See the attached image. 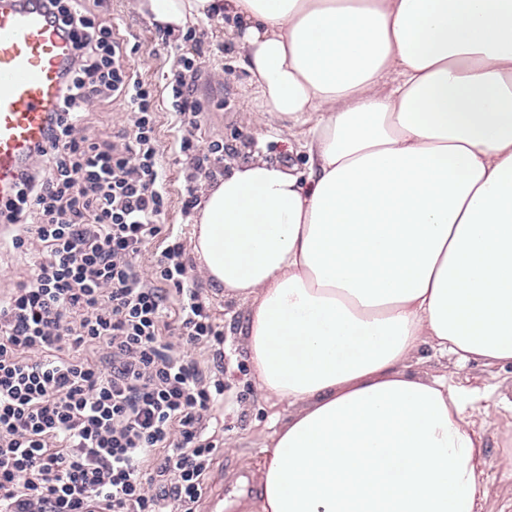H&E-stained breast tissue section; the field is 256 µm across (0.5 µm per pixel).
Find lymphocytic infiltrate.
Returning <instances> with one entry per match:
<instances>
[{"label":"lymphocytic infiltrate","mask_w":512,"mask_h":512,"mask_svg":"<svg viewBox=\"0 0 512 512\" xmlns=\"http://www.w3.org/2000/svg\"><path fill=\"white\" fill-rule=\"evenodd\" d=\"M41 2L75 53L45 144L0 200V236L32 258L0 293V512H195L220 452L207 419L225 400L224 336L162 222L156 96L86 0ZM180 62L170 106L194 127L200 68ZM97 99L127 107L122 144L86 134ZM201 344L212 367L187 355Z\"/></svg>","instance_id":"f902f5d3"}]
</instances>
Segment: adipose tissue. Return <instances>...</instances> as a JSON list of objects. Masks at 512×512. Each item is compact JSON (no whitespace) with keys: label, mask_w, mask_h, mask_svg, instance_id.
<instances>
[{"label":"adipose tissue","mask_w":512,"mask_h":512,"mask_svg":"<svg viewBox=\"0 0 512 512\" xmlns=\"http://www.w3.org/2000/svg\"><path fill=\"white\" fill-rule=\"evenodd\" d=\"M176 34L224 26L261 102L201 181L192 249L246 307L275 412L249 512H483L487 395L422 348L512 363V0H133Z\"/></svg>","instance_id":"adipose-tissue-1"}]
</instances>
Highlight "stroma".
Segmentation results:
<instances>
[{"label":"stroma","instance_id":"35a3bbf8","mask_svg":"<svg viewBox=\"0 0 512 512\" xmlns=\"http://www.w3.org/2000/svg\"><path fill=\"white\" fill-rule=\"evenodd\" d=\"M101 13L111 23L114 33L133 36L137 45L132 54L135 68L140 77L152 85L159 99L157 137L164 152L170 191L164 222L172 226L186 245L184 257L188 268H195V258L188 250L191 217L182 210L183 187L196 185L199 178L222 174L226 168L225 160L221 157L210 160L197 170L191 160L174 154L172 141L176 130L168 103L166 78L179 66L178 52L164 49L162 31L134 10L131 0H104ZM188 33L190 39L185 44L186 49L200 52L201 73L194 97L201 112L199 126L191 132L198 151L207 152L212 143L219 142L240 151L248 149L277 156L289 166L302 164V155L287 151L279 137L264 136L262 131L248 124L247 112L257 111L259 103L253 94L249 74L241 66L239 48L224 41L212 23L191 27ZM88 111L89 130L102 139H111L129 129L127 109L112 101H93ZM199 291L224 333V382L238 397L237 405L214 409L211 415L209 428L216 439L232 438L237 440L238 446L232 451H221L207 472L204 493L196 506V512H207L211 497L228 486L229 476L246 475L247 463L259 458L256 434L267 430L271 410L260 399L252 383L251 367L239 345L238 330L244 319V307L213 293L207 284H200ZM454 379L490 395L492 407L483 427L490 488L484 512H512V477L499 466L502 458L512 456V411L499 406L503 400L512 402V367L501 369L472 362L457 369Z\"/></svg>","mask_w":512,"mask_h":512}]
</instances>
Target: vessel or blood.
I'll list each match as a JSON object with an SVG mask.
<instances>
[{"mask_svg":"<svg viewBox=\"0 0 512 512\" xmlns=\"http://www.w3.org/2000/svg\"><path fill=\"white\" fill-rule=\"evenodd\" d=\"M74 48L34 0H0V199L44 144Z\"/></svg>","mask_w":512,"mask_h":512,"instance_id":"obj_1","label":"vessel or blood"}]
</instances>
